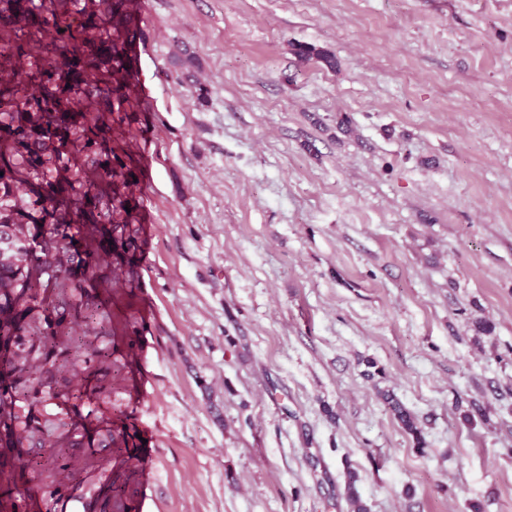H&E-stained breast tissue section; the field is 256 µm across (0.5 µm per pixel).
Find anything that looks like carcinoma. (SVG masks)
<instances>
[{
	"instance_id": "1",
	"label": "carcinoma",
	"mask_w": 512,
	"mask_h": 512,
	"mask_svg": "<svg viewBox=\"0 0 512 512\" xmlns=\"http://www.w3.org/2000/svg\"><path fill=\"white\" fill-rule=\"evenodd\" d=\"M135 12L134 0H0V313L11 314L0 336L12 337L0 431L20 442L44 432L14 394L63 406L75 398L65 371L71 347L48 343L100 314L112 232L138 221L112 148V113L132 94L126 31ZM42 269L60 289L49 304ZM105 335L99 328L83 342L84 363L110 362L97 344ZM379 395L425 447L418 417L394 393ZM356 482L348 473L349 512H368Z\"/></svg>"
}]
</instances>
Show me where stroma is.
Instances as JSON below:
<instances>
[{"mask_svg": "<svg viewBox=\"0 0 512 512\" xmlns=\"http://www.w3.org/2000/svg\"><path fill=\"white\" fill-rule=\"evenodd\" d=\"M139 3L111 397L0 446V512L63 483L100 512H347L350 471L370 512H512V0ZM378 393L390 408L402 429L412 437L417 448H425L426 439L424 429L418 417L406 409L393 392L389 390H379Z\"/></svg>", "mask_w": 512, "mask_h": 512, "instance_id": "obj_1", "label": "stroma"}]
</instances>
